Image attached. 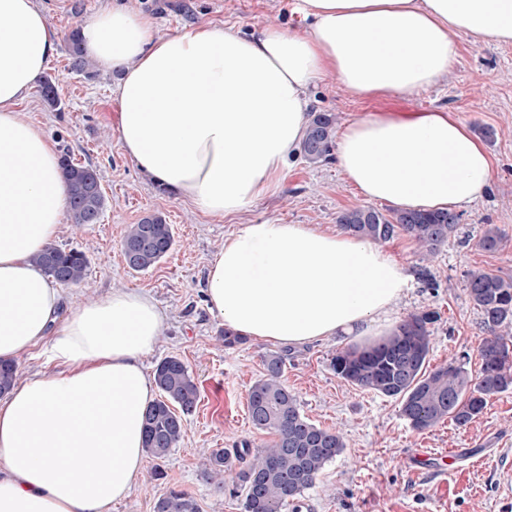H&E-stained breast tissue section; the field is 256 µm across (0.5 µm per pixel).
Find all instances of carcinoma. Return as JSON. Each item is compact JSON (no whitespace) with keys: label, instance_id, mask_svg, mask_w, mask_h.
Here are the masks:
<instances>
[{"label":"carcinoma","instance_id":"obj_1","mask_svg":"<svg viewBox=\"0 0 512 512\" xmlns=\"http://www.w3.org/2000/svg\"><path fill=\"white\" fill-rule=\"evenodd\" d=\"M71 68L84 72L91 62L84 55L81 33L75 29L69 39ZM44 102L60 106L55 82L46 78L40 85ZM336 115L311 114L302 145L306 160L326 159L336 134ZM68 186L69 216L73 224L92 223L106 207L97 172L90 166L61 157ZM461 214L452 210H393L384 213L371 206H355L342 211L337 223L349 234L382 242L406 235L428 255L436 254L457 231ZM502 235L495 227L485 229L481 248H499ZM171 226L159 213L142 217L128 226L122 238L127 266L135 271L155 267L172 249ZM34 262L53 279L64 284H80L87 275L88 259L77 249L54 245L34 257ZM466 288L470 301L480 310L488 331L479 346L481 360L477 378L452 364L433 371L425 368L430 352L429 325L437 319L434 311L412 314L394 332L373 346L337 352L330 361L336 375L348 384L400 400L402 416L410 426L423 431L445 420L464 426L484 410L488 399L512 385V347L506 336L512 333V278L483 270L468 272ZM290 351L272 352L262 360L261 376L247 394V408L253 428L274 439L255 451L248 443L240 448H220L209 456L207 477L217 487H229L232 495L243 496L244 512H283L292 506L299 512L298 497L312 487L325 467L345 448L337 431L313 424L301 413L294 393L283 381ZM160 393L145 415V454L166 459L184 434L183 417L191 414L199 401V388L188 365L177 356L161 359L153 370ZM19 379L18 368L0 366V395ZM155 512H199L194 497L186 491L168 488L157 500Z\"/></svg>","mask_w":512,"mask_h":512}]
</instances>
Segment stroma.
Segmentation results:
<instances>
[{"instance_id":"obj_1","label":"stroma","mask_w":512,"mask_h":512,"mask_svg":"<svg viewBox=\"0 0 512 512\" xmlns=\"http://www.w3.org/2000/svg\"><path fill=\"white\" fill-rule=\"evenodd\" d=\"M107 0H39L61 40L46 70L57 87L60 110L31 88L20 110L39 124L59 153L96 168L106 196L99 223L75 229L63 221L56 246L84 252L89 260L87 286L66 285L67 299L85 301L111 288L148 293L166 315L162 337L144 364L153 369L167 356L184 360L200 389L196 410L185 418L184 435L164 462L145 459L131 495L113 504L112 512H155L158 497L174 486L191 493L200 512H244L242 497L220 493L204 470L217 448H252L269 443L270 434L255 430L246 398L262 372V359L275 344L246 339L227 349L219 344L222 322L210 311L206 274L224 240L243 225L275 222L313 224L336 229L345 209L363 204L332 160L311 163L296 157L285 170L279 190L224 217L200 213L147 178L127 158L113 127L117 104L112 88L118 75L93 68L70 69L67 37L83 27ZM154 18L161 36L185 33L203 24H221L248 34L268 24L292 32L309 22L295 10V0H124ZM459 54L447 76L428 89L405 98L360 99L343 91L332 78L313 85L310 109L332 112L346 124L371 112L408 114L443 108L470 132L489 128L483 145L493 163V177L483 197L462 210L455 236L433 258H425L415 242L399 235L384 250L412 276L395 308L396 321L436 311L431 325L428 369L454 363L477 376L478 348L487 331L466 291L469 271L483 269L512 277V44L473 42L459 36ZM150 213L171 225L175 246L155 267L128 268L121 240L127 225ZM499 228L503 243L486 251L478 241L485 225ZM433 287H426V280ZM348 344L337 338L292 346L284 382L297 396L312 423L340 430L346 446L326 464L315 484L299 498L301 512H512V387L491 397L483 412L466 426L446 421L425 431L411 428L400 402L348 385L330 366ZM421 448L455 449L451 459H436L415 468ZM161 467L162 479L150 473Z\"/></svg>"}]
</instances>
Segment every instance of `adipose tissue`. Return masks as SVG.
Instances as JSON below:
<instances>
[{"mask_svg":"<svg viewBox=\"0 0 512 512\" xmlns=\"http://www.w3.org/2000/svg\"><path fill=\"white\" fill-rule=\"evenodd\" d=\"M300 9L311 21L302 33L206 24L162 37L141 12L101 8L82 46L121 74L115 130L136 167L200 212L232 215L278 189L319 78L357 97L409 96L447 75L460 34L512 43V0H300ZM58 42L36 0H0V360L18 362L47 340L58 366L0 400V512H112L130 496L156 393L144 358L165 322L140 291L65 303L33 262L58 235L67 186L56 147L18 107ZM334 156L365 199L405 210L466 207L492 179L483 145L445 109L355 119ZM408 281L372 241L259 223L225 239L206 299L244 336L364 344L393 331Z\"/></svg>","mask_w":512,"mask_h":512,"instance_id":"adipose-tissue-1","label":"adipose tissue"}]
</instances>
